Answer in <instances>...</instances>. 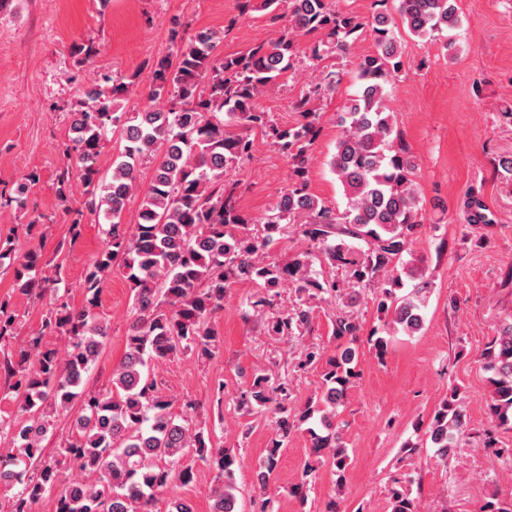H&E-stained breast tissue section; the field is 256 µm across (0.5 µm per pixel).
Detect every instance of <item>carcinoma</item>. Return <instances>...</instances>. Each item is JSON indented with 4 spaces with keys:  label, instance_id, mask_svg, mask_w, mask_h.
<instances>
[{
    "label": "carcinoma",
    "instance_id": "carcinoma-1",
    "mask_svg": "<svg viewBox=\"0 0 512 512\" xmlns=\"http://www.w3.org/2000/svg\"><path fill=\"white\" fill-rule=\"evenodd\" d=\"M366 20L331 8L327 0H292L288 15L279 13L281 0H241V13L260 9L271 22L286 25L271 41L233 55H222L209 30L190 37L172 30L176 62L167 59L153 67L151 82L138 112L119 111L121 97L134 82L103 75L84 84L71 112L74 137L65 146V162L57 175V197L75 210L72 238H78L81 217H103L102 247L87 266L79 288L84 304L74 307L61 292L63 265H53L41 252L21 248L19 236L0 237V269L12 272L14 287L25 296L49 298L42 332L17 350L0 355V376L21 399L18 414L0 417V484L13 489L5 512H35L43 502L50 512H153L156 495L179 482L191 483L196 472L190 456L214 473L210 512H237L234 460L214 442L215 428L192 400L175 414L150 373V364L179 354L197 361L213 359L223 338L212 318L224 308V296L237 281L262 289L252 302L256 315L275 306L278 289L293 283L297 302L291 310L266 322L276 336L311 330V302L322 295L342 298L331 318L332 335L340 341L336 353L325 355L317 346L305 348L299 368L321 367L316 396L297 410L288 409V384L265 372L252 374L249 388L239 397L246 413L256 410L276 416L274 433L256 483L264 499L261 512H274L267 495L277 458L291 435L309 436L312 459L290 494L307 499L309 477L324 464L339 476L348 468V454L336 410L356 378V342L361 331L354 304L366 289L379 293L378 308L390 315L392 329L415 334L422 329L427 294L433 288L420 259L403 260L422 227L416 190L417 163L394 135L393 113L382 99L385 85L403 68L396 29L402 25L423 40L435 41L461 26L453 0H399L394 18L383 8ZM370 31L375 51L356 62L359 91L337 113L339 134L329 165L347 199L343 211L326 205L307 188L312 146L321 127V112L313 106L317 95L333 92L340 72L323 70L309 92L292 103L297 124L281 126L259 109L261 93L294 68L299 39L308 37L312 66L331 53L338 59ZM264 129L272 144L287 157L291 169L286 190L256 229L239 210L236 183L227 174L251 157L247 131ZM120 135L112 155V173L100 175L97 158L108 134ZM151 162L154 173L142 186L139 167ZM38 181L31 172L14 194L0 192L4 205H23L24 195ZM83 187L77 208L70 207L73 183ZM140 198L137 219L124 222L128 202ZM464 223L492 224L494 219L470 189L463 201ZM288 224L301 226L306 248L286 262L267 259L265 249ZM346 269L342 281L328 279L314 263ZM119 270L132 294V318L125 338L126 351L112 369L110 384L88 387L108 327L97 316L103 284ZM412 289L402 295L404 279ZM16 314L0 304V341L17 335ZM61 336L60 349L42 345L41 337ZM491 373L490 426L482 446L496 456L495 432L512 428V322L481 352ZM81 414L76 437L46 453L44 442L57 421L74 404ZM467 414L453 392L436 409L425 435L443 463L453 457L469 435ZM21 458L30 463L23 472L8 469ZM392 512H420L411 494L391 488Z\"/></svg>",
    "mask_w": 512,
    "mask_h": 512
}]
</instances>
